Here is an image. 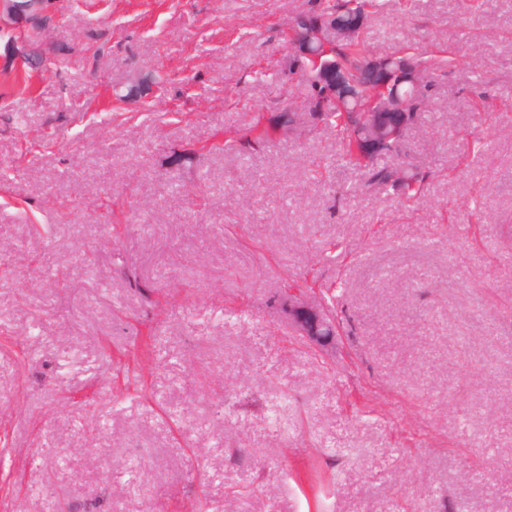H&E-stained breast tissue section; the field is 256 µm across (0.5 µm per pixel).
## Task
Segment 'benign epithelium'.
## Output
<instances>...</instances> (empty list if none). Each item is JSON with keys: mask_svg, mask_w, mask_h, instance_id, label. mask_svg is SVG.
<instances>
[{"mask_svg": "<svg viewBox=\"0 0 512 512\" xmlns=\"http://www.w3.org/2000/svg\"><path fill=\"white\" fill-rule=\"evenodd\" d=\"M51 0H0V30L6 26L15 31L12 43L21 46L16 54L20 66L29 65L32 53L38 46L47 45L46 18L50 14ZM369 21L365 11L355 9L339 16L324 17L303 15L297 23L303 27L302 37L287 46L298 65H310L314 73V102L322 110L331 103L356 106L361 98V85L336 61V53L327 49L325 36L337 33L342 37H357ZM368 71L376 86L383 93L381 102L364 112V124L359 133L365 154L372 155L405 131L414 119L409 112L408 96L400 92L405 85L419 87L424 83L421 66L405 58L394 64L382 57L369 61ZM310 113L298 105H290L280 112L278 130L297 135L310 125ZM288 312V321L310 345L320 349L335 343L336 325L325 312L322 303L314 298L289 294L282 305Z\"/></svg>", "mask_w": 512, "mask_h": 512, "instance_id": "1", "label": "benign epithelium"}]
</instances>
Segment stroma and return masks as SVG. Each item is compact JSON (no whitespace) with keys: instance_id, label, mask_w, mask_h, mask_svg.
<instances>
[{"instance_id":"obj_1","label":"stroma","mask_w":512,"mask_h":512,"mask_svg":"<svg viewBox=\"0 0 512 512\" xmlns=\"http://www.w3.org/2000/svg\"><path fill=\"white\" fill-rule=\"evenodd\" d=\"M375 3L370 54L449 60L409 132L415 204L333 126L199 159L305 100L278 32L309 0H57L58 73L0 36V512H52L48 485L191 512L202 475L209 512H512V0ZM139 70L166 81L113 110ZM312 272L351 319L323 352L275 304Z\"/></svg>"}]
</instances>
